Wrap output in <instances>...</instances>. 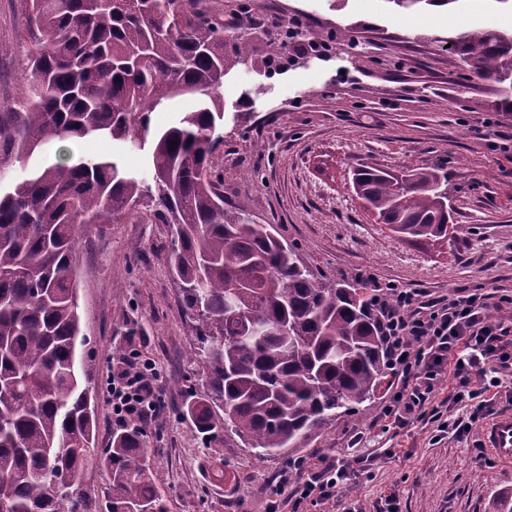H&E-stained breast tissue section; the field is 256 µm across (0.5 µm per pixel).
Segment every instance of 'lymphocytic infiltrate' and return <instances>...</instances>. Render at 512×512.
<instances>
[{
    "mask_svg": "<svg viewBox=\"0 0 512 512\" xmlns=\"http://www.w3.org/2000/svg\"><path fill=\"white\" fill-rule=\"evenodd\" d=\"M373 291L385 293L391 303L379 313L382 334L401 385L382 410L384 420L403 424L431 414L441 432L463 435L497 414L495 402L487 399L502 377H512V325L491 321L490 309L512 305V295L499 289L479 290L468 295L426 297L397 281L365 278ZM452 361L456 387L448 397L452 415L441 410L426 412L425 406L438 386L440 368ZM113 428L151 419L161 407L157 370L153 361L128 362L108 378ZM306 476L296 485L280 480L274 495L287 496L290 512H299L304 502L336 499L346 477L343 466L322 463L304 467Z\"/></svg>",
    "mask_w": 512,
    "mask_h": 512,
    "instance_id": "obj_1",
    "label": "lymphocytic infiltrate"
}]
</instances>
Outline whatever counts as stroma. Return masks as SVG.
Wrapping results in <instances>:
<instances>
[{
  "instance_id": "stroma-1",
  "label": "stroma",
  "mask_w": 512,
  "mask_h": 512,
  "mask_svg": "<svg viewBox=\"0 0 512 512\" xmlns=\"http://www.w3.org/2000/svg\"><path fill=\"white\" fill-rule=\"evenodd\" d=\"M256 39L251 62L224 78V137L218 168L228 207L276 225L302 263L323 282L370 273L438 297L479 288L512 291V174L476 130L512 136V112L491 107L495 84L469 78L447 49L456 28L512 30V8L497 0H453L406 10L392 0H223ZM308 41L349 28L361 49L338 43L330 55L268 74V33L292 19ZM27 20L21 0H0V112L20 109ZM439 165L456 192V223L473 236L422 247L375 223L348 188L362 166ZM171 227L145 212L135 221L82 225L76 245L79 311L90 331L81 379L94 399L98 449L112 442L107 380L114 363L152 360L162 406L145 425L147 460L168 512H256L280 474L299 481L288 457L256 459L238 438L202 441L185 405L204 381L191 360V323L167 265ZM381 392L365 411L340 418L305 442L300 459L352 466L372 459L371 479L352 477L337 500L302 512H497L512 500V468L486 464L481 431L455 438L411 420L386 427Z\"/></svg>"
}]
</instances>
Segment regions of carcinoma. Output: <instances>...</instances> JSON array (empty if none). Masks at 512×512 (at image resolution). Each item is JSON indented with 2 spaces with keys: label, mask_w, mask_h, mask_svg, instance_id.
<instances>
[{
  "label": "carcinoma",
  "mask_w": 512,
  "mask_h": 512,
  "mask_svg": "<svg viewBox=\"0 0 512 512\" xmlns=\"http://www.w3.org/2000/svg\"><path fill=\"white\" fill-rule=\"evenodd\" d=\"M21 112H0V161L21 162L61 138H107L148 150L150 178L118 156H49L0 192V512H168L153 486L144 432L132 425L95 448L77 369L89 345L79 313L76 237L83 224L151 208L175 226L168 259L186 288L204 393L186 406L203 438L227 432L259 459L297 453L312 434L365 410L392 370L371 289L323 283L272 224L224 207L217 167L225 74L252 60L251 34L224 38L221 0H23ZM449 50L498 87L512 112V33L465 29ZM196 98L165 130L151 114ZM366 211L410 243L454 241V188L438 166L353 174ZM110 473L100 496L87 473ZM70 475L73 490L56 481Z\"/></svg>",
  "instance_id": "obj_1"
}]
</instances>
